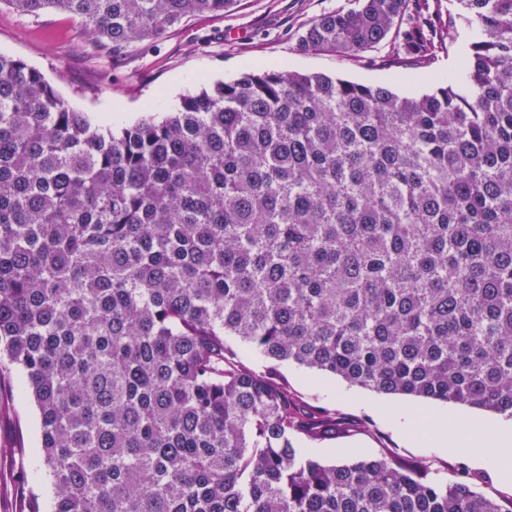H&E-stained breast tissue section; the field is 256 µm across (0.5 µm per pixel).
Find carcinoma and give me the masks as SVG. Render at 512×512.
Here are the masks:
<instances>
[{"label":"carcinoma","mask_w":512,"mask_h":512,"mask_svg":"<svg viewBox=\"0 0 512 512\" xmlns=\"http://www.w3.org/2000/svg\"><path fill=\"white\" fill-rule=\"evenodd\" d=\"M6 2L115 56L235 0ZM456 2L466 81L419 97L248 72L114 131L0 55V374L38 407L53 512H512L420 460L321 464L300 444L357 426L278 373L512 419V0ZM397 28L418 65L453 24L356 0L298 49Z\"/></svg>","instance_id":"carcinoma-1"}]
</instances>
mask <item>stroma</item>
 Masks as SVG:
<instances>
[{"label":"stroma","instance_id":"35a3bbf8","mask_svg":"<svg viewBox=\"0 0 512 512\" xmlns=\"http://www.w3.org/2000/svg\"><path fill=\"white\" fill-rule=\"evenodd\" d=\"M431 12L455 16L453 36L437 48L425 66L393 59L392 40L355 56L302 52L299 35L321 14L345 11L354 0H236L218 17L197 16L157 40L132 45L126 56L109 60L88 53L87 38L68 16H32L0 0V54L21 59L38 70L77 111L118 130L145 113L174 111L182 98L203 85L227 83L249 71L322 73L356 83L387 84L395 93L414 97L436 89L447 77L464 79L475 27L457 18L454 0H429ZM279 371L306 402L336 410L358 425V432L324 443L312 456L325 464L348 463L390 452L423 461L437 481L454 479L459 468L476 476L481 493L512 499L495 466H476L457 446L438 450L420 434L402 435L377 411L362 405L367 392L355 399L337 396L340 381L315 375L294 364ZM18 372L0 376V475L10 478V496L0 512H52L53 494L40 459V418L30 397L18 395Z\"/></svg>","mask_w":512,"mask_h":512}]
</instances>
